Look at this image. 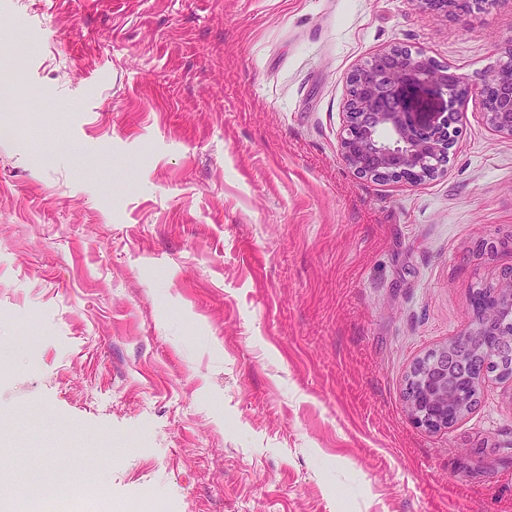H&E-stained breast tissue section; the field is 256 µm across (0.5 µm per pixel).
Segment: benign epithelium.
Instances as JSON below:
<instances>
[{"instance_id": "7a95c632", "label": "benign epithelium", "mask_w": 512, "mask_h": 512, "mask_svg": "<svg viewBox=\"0 0 512 512\" xmlns=\"http://www.w3.org/2000/svg\"><path fill=\"white\" fill-rule=\"evenodd\" d=\"M421 6L462 17L477 10V0H421ZM348 83L355 95L347 97L340 155L361 177L416 183L437 174L455 144L461 108L472 98L492 131L512 137V43L499 66L471 87L431 58L397 46L374 55ZM408 86L448 96V111L435 120L417 119L404 98ZM475 356L484 361L463 385L457 368ZM501 356L512 357V275L483 300L480 326L410 367L403 397L411 422L428 432L452 426L474 406L487 367Z\"/></svg>"}]
</instances>
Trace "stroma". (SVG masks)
I'll return each mask as SVG.
<instances>
[{
	"mask_svg": "<svg viewBox=\"0 0 512 512\" xmlns=\"http://www.w3.org/2000/svg\"><path fill=\"white\" fill-rule=\"evenodd\" d=\"M512 0H0V472L40 512H512V383L438 432L413 362L512 272V138L343 162L347 78L408 47L475 85ZM105 80L89 89V76ZM418 2L421 4L422 8H425L426 10L432 9L445 12L452 10L460 17H464L468 9L474 12L478 10L477 3H481L484 7L489 3L487 0L482 2H478L476 0H423Z\"/></svg>",
	"mask_w": 512,
	"mask_h": 512,
	"instance_id": "35a3bbf8",
	"label": "stroma"
}]
</instances>
